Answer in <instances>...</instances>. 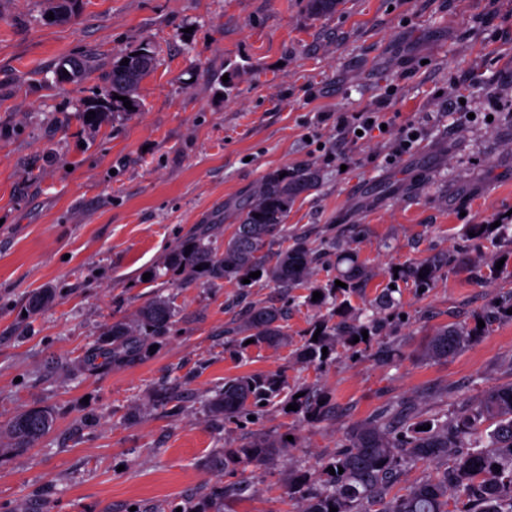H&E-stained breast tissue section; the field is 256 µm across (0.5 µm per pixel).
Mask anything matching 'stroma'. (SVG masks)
Wrapping results in <instances>:
<instances>
[{"label": "stroma", "mask_w": 512, "mask_h": 512, "mask_svg": "<svg viewBox=\"0 0 512 512\" xmlns=\"http://www.w3.org/2000/svg\"><path fill=\"white\" fill-rule=\"evenodd\" d=\"M54 0H0V426L18 413H51L36 447L0 437V512H297L289 470L332 457L353 423L400 403L422 417L474 412L512 378V319L455 357L429 362L425 336L471 320L512 288V0H342L335 14L305 0H78L52 23ZM150 45L138 112L92 127L80 110L113 58ZM87 56L73 82L58 62ZM466 81L476 118L444 110ZM383 111L389 123L358 142L337 116ZM425 133L392 156L408 123ZM315 169L289 233L355 239L367 297L395 288L382 359L337 350L317 367L296 354L318 312L306 292L260 282L253 299L287 307L291 346L237 354L224 331L241 324L235 283L211 288L167 271L194 233L223 245L263 176ZM472 224L487 238L468 237ZM442 256L432 288L394 279L395 268ZM500 265V287L480 272ZM56 300L26 315L29 297ZM176 317L157 350L88 363L112 322H134L154 294ZM278 371L293 389L320 388L326 419L308 423L283 401L249 430L211 420L206 400L225 378ZM179 397L159 405V392ZM295 438L290 457L254 469L245 497L214 491L236 475L211 470L246 432Z\"/></svg>", "instance_id": "stroma-1"}]
</instances>
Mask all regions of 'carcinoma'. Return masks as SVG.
I'll return each mask as SVG.
<instances>
[{"label":"carcinoma","mask_w":512,"mask_h":512,"mask_svg":"<svg viewBox=\"0 0 512 512\" xmlns=\"http://www.w3.org/2000/svg\"><path fill=\"white\" fill-rule=\"evenodd\" d=\"M141 54L128 52L112 61L100 97L88 102L96 126L108 115L130 113L124 101H131L133 111L140 102L135 97L142 79L155 67L150 47H140ZM128 58L126 65L121 64ZM86 71L83 61L63 59L56 70L60 79L74 80ZM318 184L317 173L310 168L276 169L267 173L256 196L243 207L241 222L234 225L231 236L219 249L199 234L179 245L169 257V268L192 279H202L216 286L224 280L234 281L241 297L248 298L250 288L265 279L284 294L298 288L308 290L306 302L320 312L314 328L321 329L317 341L305 339L300 352L303 359L318 367L328 364L337 346L354 353L372 347L382 329L380 314L397 306L394 289L386 288L363 308L355 307L351 298L362 294L366 269L356 249L341 245L340 237L329 235L317 241L305 234L288 235L283 221L296 200ZM336 256V276L325 285H311L314 265L321 259ZM201 269H196V266ZM260 272L257 278L252 272ZM436 265L424 260L407 266L398 277L424 291L434 281ZM250 283H243V279ZM347 284L342 288L335 281ZM321 298L312 300L313 293ZM55 294L46 289L34 294L29 311L40 312L53 302ZM512 309V290L501 301L483 312L478 322L453 323L435 329L426 337L423 356L446 360L486 334L489 328ZM176 309L169 298L155 295L138 312L131 326L117 321L107 329L102 345L91 360H122L142 354L155 339L168 335ZM287 317L282 306L249 302L245 321L237 327L236 339L241 351L251 346L286 347L290 343L284 325ZM368 338L361 339L362 332ZM359 342H353L354 337ZM327 353H322V349ZM298 405L295 414L309 422L327 415L323 397L315 387L294 398L278 372L245 373L225 379L224 387L208 399L211 415L225 422H247L259 416L280 398ZM52 416L43 409L17 414L6 432L18 448H29L51 429ZM431 429H426V426ZM292 444L280 437L253 433L235 448H224L213 460L222 471H246L259 468L273 457L286 456ZM423 464L431 472L400 492L396 486L402 469ZM343 470L332 475L330 470ZM288 499L300 504V512H512V380L488 389L480 409L475 413L443 412L432 419H419L409 409L390 405L352 425L334 456L308 468H296L288 480Z\"/></svg>","instance_id":"obj_1"}]
</instances>
